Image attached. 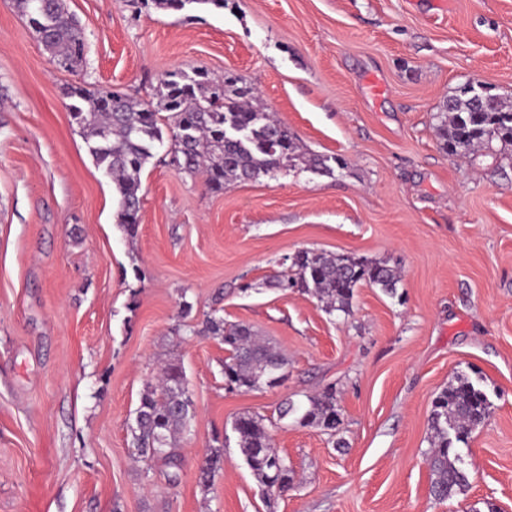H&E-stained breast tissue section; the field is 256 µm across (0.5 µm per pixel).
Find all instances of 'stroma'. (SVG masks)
<instances>
[{"mask_svg":"<svg viewBox=\"0 0 512 512\" xmlns=\"http://www.w3.org/2000/svg\"><path fill=\"white\" fill-rule=\"evenodd\" d=\"M66 5L88 44L73 71L0 0V512H470L485 500L512 512V158L497 142L450 153L435 130L471 80L512 101V0ZM194 67L243 77L304 152L347 168L299 166L214 192L162 144L128 238L64 91L152 100L167 73ZM305 249L401 268L396 296L362 285L345 318L274 288ZM215 309L287 355L283 384L226 390L223 344L182 330ZM171 357L197 405L175 487L162 463L134 460L127 428ZM460 371L493 407L459 447L466 494L440 503L428 417ZM329 384L341 448L277 415ZM245 411L265 416L295 471L271 501L237 447ZM216 434L224 468L205 492L199 465Z\"/></svg>","mask_w":512,"mask_h":512,"instance_id":"35a3bbf8","label":"stroma"}]
</instances>
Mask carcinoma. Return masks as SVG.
<instances>
[{
  "label": "carcinoma",
  "instance_id": "obj_1",
  "mask_svg": "<svg viewBox=\"0 0 512 512\" xmlns=\"http://www.w3.org/2000/svg\"><path fill=\"white\" fill-rule=\"evenodd\" d=\"M44 48L64 70L78 67L85 55L86 38L78 18L65 0H14ZM226 0H143L157 10H182L188 4L224 8ZM253 87L239 76L216 79L202 68L178 69L161 81L157 102L141 101L99 86L68 88L67 109L82 129L95 164L115 185L118 194L117 221L129 237L139 229L140 174L153 156L155 143L163 142L158 115L167 112L170 145L177 155V169L200 173L205 184L220 191L229 181H252L288 167L296 157L297 144L288 128L267 112L249 104ZM229 128L244 131L241 140L228 139ZM445 147L466 153L481 144L499 141L512 145V106L491 92L463 86L443 104L437 126ZM401 271L385 262L353 255H330L302 250L291 264L278 272L274 286L286 291L298 288L324 304L329 314L351 315L356 288L362 284L380 288L394 297ZM190 333L211 336L224 343V380L240 392L255 390L258 383L274 387L288 378V357L245 324H228L213 310L202 327ZM491 414L486 393L469 376L459 374L433 399L429 415L430 449L427 462L432 472L431 494L438 501L465 494L468 477L456 447L482 429ZM196 407L183 369L176 362L163 365L157 382H148L140 395L133 423L131 446L147 460L161 459L170 471V486L178 485L181 455L177 439L191 431ZM279 420L301 427H314L336 435L341 409L336 388L328 386L304 401L287 399L278 407ZM240 454L271 499L291 488L294 470L288 458L271 443V434L261 415L244 412L233 423ZM224 466V442L215 436L199 471V485L207 492Z\"/></svg>",
  "mask_w": 512,
  "mask_h": 512
}]
</instances>
